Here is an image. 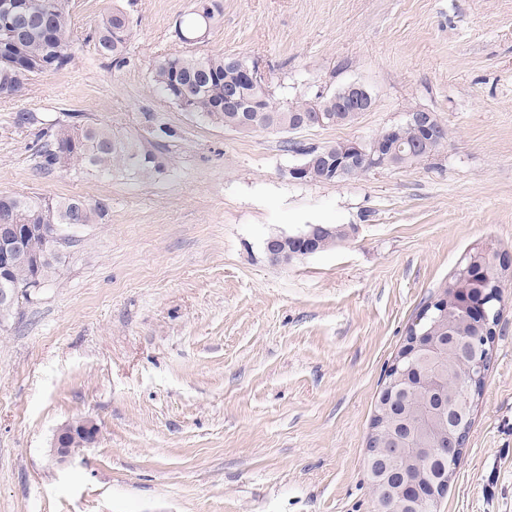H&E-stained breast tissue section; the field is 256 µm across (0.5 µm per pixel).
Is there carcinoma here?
<instances>
[{
    "instance_id": "obj_1",
    "label": "carcinoma",
    "mask_w": 512,
    "mask_h": 512,
    "mask_svg": "<svg viewBox=\"0 0 512 512\" xmlns=\"http://www.w3.org/2000/svg\"><path fill=\"white\" fill-rule=\"evenodd\" d=\"M49 4L52 24L43 26L40 17L30 13L13 20L6 13L0 14V39L8 37L6 29L15 25L12 53L0 59V94L23 98L28 94L33 78L66 67L72 59L71 47L74 42L73 29L67 9V0H42ZM206 0H196L195 8L183 15L175 27L178 39L189 44L196 36L200 15L197 7ZM136 34L134 22L121 9L109 11L95 31L98 49L112 58L116 67L126 62L128 44ZM249 62L244 57L229 55H207L198 57L186 51L157 62L151 70L152 86L174 103L179 110L206 118L226 128L231 126L241 133L265 131L272 125L291 132L307 122L311 116L314 97L301 96L293 100L277 102L273 92L264 93L247 85L241 76V63ZM237 91L239 101L236 107H225L224 91ZM322 102L330 118L328 126H346L355 123L360 114L341 112L336 108L334 91H326ZM40 123L36 139L31 147L34 169L42 174L69 173L71 171H93L110 175L114 171L133 172L149 177L160 172V163L148 158L142 145L112 132L102 123L77 125L54 119L38 120L30 112L16 114V125L23 127ZM151 140L148 144L160 148L167 141L180 137L178 129L162 124L148 130ZM448 142V128L440 125L434 136L425 137L409 126L403 127L402 135L395 141V156L392 163L399 166L419 164L434 156ZM83 206V223L92 224L103 217L107 204L92 203L84 198L46 199L40 196H18L0 194V224H13L23 228L27 224H43L49 235L31 237L25 243L33 255L46 256L39 266L20 263L9 274V279L0 281V289L8 288L15 296V302L29 300L24 285L37 279L43 283L57 274L61 263L59 247L68 239L62 228L69 224L73 204ZM331 233L319 231L322 247L329 248L348 237L344 227L334 225ZM481 261L470 266L467 274L455 272L445 288L473 286L485 279L493 278L492 260L498 249L492 245L474 249ZM443 335L457 336L456 347L448 354V362L436 358L424 361L418 368H428L448 380L447 396L453 401L459 395V381L466 375L471 354L469 343L476 334V326L468 323V313L460 306L448 304V318L441 321ZM424 413L423 395L418 393L411 399L399 398L391 406V414L417 419ZM431 432L446 430L451 434L468 435L472 420L454 410V406L443 407L437 415L429 418ZM457 457L443 456L435 459L418 458L411 454L395 464L391 473L396 481L402 480L405 472L414 470L433 479L453 473Z\"/></svg>"
}]
</instances>
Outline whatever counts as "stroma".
<instances>
[{"instance_id":"stroma-1","label":"stroma","mask_w":512,"mask_h":512,"mask_svg":"<svg viewBox=\"0 0 512 512\" xmlns=\"http://www.w3.org/2000/svg\"><path fill=\"white\" fill-rule=\"evenodd\" d=\"M220 2L195 53L259 60L279 99L372 92L355 124L294 141H365L415 108L448 141L420 164L292 180L285 134L225 129L153 89V65L186 49L175 23L194 0H68L72 61L0 95V192L107 212L70 226L56 278L0 320V512H373L365 446L408 326L472 248L512 253V0ZM115 5L136 28L118 68L93 39ZM19 112L180 137L159 175H44ZM310 224L349 236L268 259V237ZM494 331L436 512H512V272ZM84 417L96 443L57 462L58 430Z\"/></svg>"}]
</instances>
